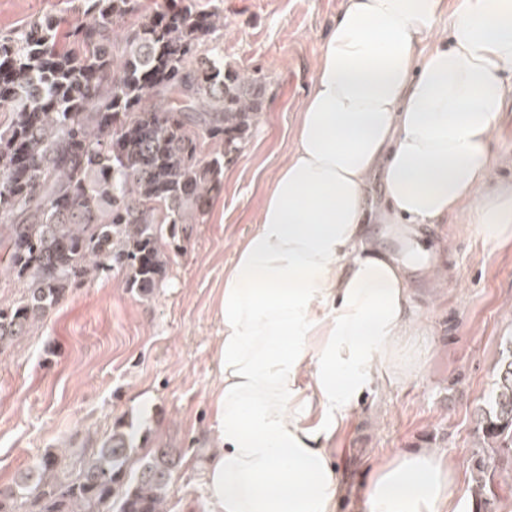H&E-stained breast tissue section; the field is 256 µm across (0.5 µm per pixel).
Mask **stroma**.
<instances>
[{
  "instance_id": "35a3bbf8",
  "label": "stroma",
  "mask_w": 512,
  "mask_h": 512,
  "mask_svg": "<svg viewBox=\"0 0 512 512\" xmlns=\"http://www.w3.org/2000/svg\"><path fill=\"white\" fill-rule=\"evenodd\" d=\"M224 17V61L264 77L267 99L245 148L224 164L203 223L185 227V248L170 255L151 299L130 292L122 275L74 289L31 336L0 353V485L12 484L49 447H95L115 423L156 448L183 454L167 512H205L200 469L214 445L215 357L224 270L253 224L272 174L294 141L297 114L312 86L322 41L342 0H194ZM71 22L80 0H0V34L37 15ZM489 188L512 186V95L488 143ZM470 210L425 228L436 245L437 275L417 289L422 370L374 387L328 442L347 498L340 512H362L361 493L377 465L404 451L448 458V489L471 512L476 462L483 457L474 413L494 389L512 336V232L487 243ZM484 458V457H483Z\"/></svg>"
}]
</instances>
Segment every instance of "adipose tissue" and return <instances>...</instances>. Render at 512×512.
Segmentation results:
<instances>
[{"label":"adipose tissue","instance_id":"1","mask_svg":"<svg viewBox=\"0 0 512 512\" xmlns=\"http://www.w3.org/2000/svg\"><path fill=\"white\" fill-rule=\"evenodd\" d=\"M440 8L344 0L324 38L294 147L224 271L206 512H337L329 439L374 386L421 370L410 274L433 276V249L385 250L375 224L417 231L466 206L484 240L512 230V188L486 183L512 0H458L444 32ZM453 479L443 455H398L367 479L365 512H459Z\"/></svg>","mask_w":512,"mask_h":512}]
</instances>
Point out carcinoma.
Instances as JSON below:
<instances>
[{"instance_id": "obj_1", "label": "carcinoma", "mask_w": 512, "mask_h": 512, "mask_svg": "<svg viewBox=\"0 0 512 512\" xmlns=\"http://www.w3.org/2000/svg\"><path fill=\"white\" fill-rule=\"evenodd\" d=\"M0 36V245L19 297L0 302V353L42 325L72 290L112 272L150 299L180 227L198 224L264 108L266 82L224 65V18L193 0H81ZM486 452L512 448V338L476 417ZM140 432L117 423L66 462L48 448L7 487L0 512H166L181 456L156 448L131 469ZM480 460L476 512L493 495Z\"/></svg>"}]
</instances>
